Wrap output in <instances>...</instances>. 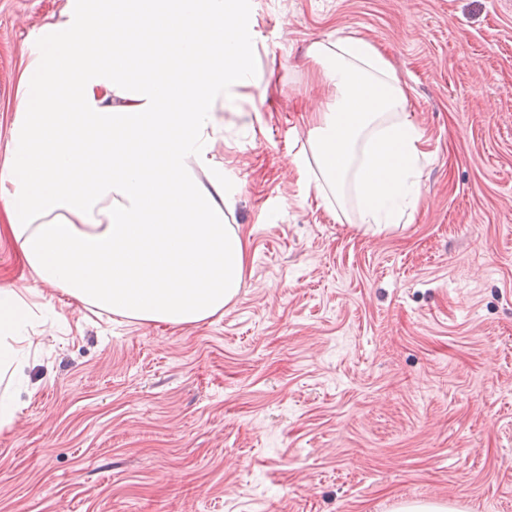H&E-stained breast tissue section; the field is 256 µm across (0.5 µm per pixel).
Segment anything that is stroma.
Listing matches in <instances>:
<instances>
[{"label": "stroma", "mask_w": 512, "mask_h": 512, "mask_svg": "<svg viewBox=\"0 0 512 512\" xmlns=\"http://www.w3.org/2000/svg\"><path fill=\"white\" fill-rule=\"evenodd\" d=\"M65 0H0V158L32 32ZM391 60L429 138L413 214L318 208L312 40ZM256 84L217 150L248 242L223 316L87 309L0 240V285L51 300L0 433V512H512V0H248Z\"/></svg>", "instance_id": "1"}]
</instances>
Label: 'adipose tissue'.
I'll use <instances>...</instances> for the list:
<instances>
[{
  "mask_svg": "<svg viewBox=\"0 0 512 512\" xmlns=\"http://www.w3.org/2000/svg\"><path fill=\"white\" fill-rule=\"evenodd\" d=\"M246 0H65L31 36L0 211L39 282L137 322L223 315L244 285L247 242L215 149L224 108L252 78ZM320 98L305 105L298 181L319 207H357L379 230L416 207L428 137L372 42L316 39ZM34 302L0 286V372L19 375Z\"/></svg>",
  "mask_w": 512,
  "mask_h": 512,
  "instance_id": "adipose-tissue-1",
  "label": "adipose tissue"
}]
</instances>
